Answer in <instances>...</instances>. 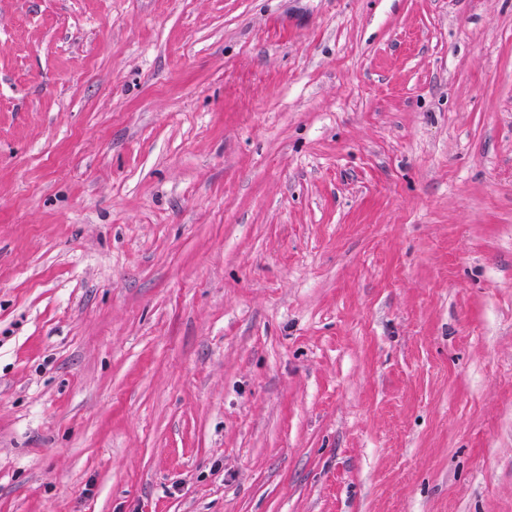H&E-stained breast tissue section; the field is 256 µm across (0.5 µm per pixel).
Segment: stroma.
<instances>
[{"label": "stroma", "mask_w": 512, "mask_h": 512, "mask_svg": "<svg viewBox=\"0 0 512 512\" xmlns=\"http://www.w3.org/2000/svg\"><path fill=\"white\" fill-rule=\"evenodd\" d=\"M0 512H512V0H0Z\"/></svg>", "instance_id": "1"}]
</instances>
